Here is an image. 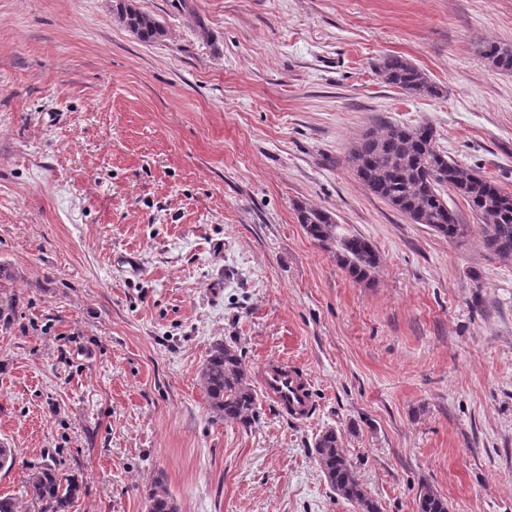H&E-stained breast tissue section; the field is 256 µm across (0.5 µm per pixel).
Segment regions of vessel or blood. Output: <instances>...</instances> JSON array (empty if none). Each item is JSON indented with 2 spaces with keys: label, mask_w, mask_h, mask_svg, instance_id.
Here are the masks:
<instances>
[{
  "label": "vessel or blood",
  "mask_w": 512,
  "mask_h": 512,
  "mask_svg": "<svg viewBox=\"0 0 512 512\" xmlns=\"http://www.w3.org/2000/svg\"><path fill=\"white\" fill-rule=\"evenodd\" d=\"M260 385L265 395L282 412L305 419L313 407L310 380L304 371L285 360H263L258 367Z\"/></svg>",
  "instance_id": "1"
}]
</instances>
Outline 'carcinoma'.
<instances>
[{"mask_svg": "<svg viewBox=\"0 0 512 512\" xmlns=\"http://www.w3.org/2000/svg\"><path fill=\"white\" fill-rule=\"evenodd\" d=\"M127 27L143 41L163 35L156 19L129 6L121 8ZM480 53L495 68L512 71V45L483 42ZM383 81L409 94L438 95L437 87L425 74L400 55L381 59L377 69ZM348 161L366 190L387 203L415 224H425L437 234L455 239L465 232L444 198L445 190L464 199L482 222V244L502 260H512V195L503 192L489 178L459 165L436 145L432 124L389 125L381 134L369 130L355 142ZM299 222L307 234L320 244L334 240V221L330 214L299 208ZM338 264L352 279L362 282L378 265L372 244L357 235L339 240ZM12 274L0 267V329L13 325L17 293L6 286ZM199 382L207 410L213 418L235 423L245 429L259 417L258 395L237 349L222 340L215 341L199 371ZM314 452L327 482L344 500L360 512H379L358 479L355 467L341 448L336 431H323L314 442ZM81 491L74 479L62 477L51 464L30 468L25 480L27 501L37 512H70ZM147 512H178V507L164 483L158 481L147 493ZM418 512H448V503L425 488L419 495Z\"/></svg>", "mask_w": 512, "mask_h": 512, "instance_id": "cac0c4a2", "label": "carcinoma"}]
</instances>
